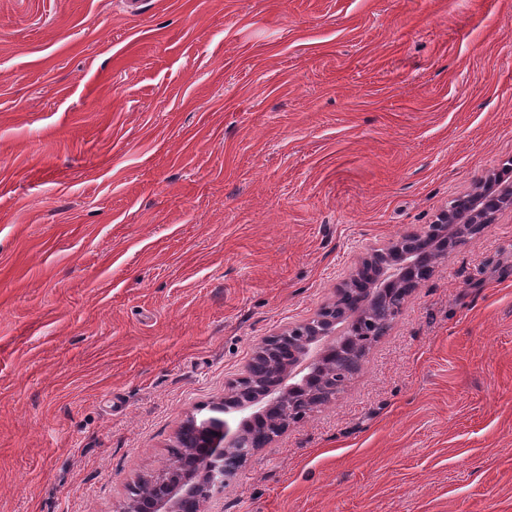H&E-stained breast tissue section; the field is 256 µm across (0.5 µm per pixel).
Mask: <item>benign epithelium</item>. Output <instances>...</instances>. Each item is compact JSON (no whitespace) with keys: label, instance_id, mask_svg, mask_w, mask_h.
I'll use <instances>...</instances> for the list:
<instances>
[{"label":"benign epithelium","instance_id":"7a95c632","mask_svg":"<svg viewBox=\"0 0 512 512\" xmlns=\"http://www.w3.org/2000/svg\"><path fill=\"white\" fill-rule=\"evenodd\" d=\"M487 181L448 203L430 234L433 244L453 250L478 238L486 225L494 223L498 212L512 209V186L490 195ZM425 258L405 243V237L376 246L363 259L380 269L376 287L360 297L354 278L336 285L335 300L308 320L293 323L285 331L263 340L245 373L232 384L231 396L212 411L243 415L236 428L224 425L218 435L208 427L189 419L194 432L186 439L183 458L167 465L158 474L145 479L146 490L133 489L123 512H204L203 506L224 492L226 475L234 472L256 452L254 444L264 441L261 434L252 436L248 426L267 416L281 415V430L292 423L289 400L309 389L315 371L333 359L336 349L352 335L356 320L366 316L378 291L390 284H402L406 294L418 286L414 267Z\"/></svg>","mask_w":512,"mask_h":512}]
</instances>
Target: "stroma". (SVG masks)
I'll return each mask as SVG.
<instances>
[{
	"instance_id": "obj_1",
	"label": "stroma",
	"mask_w": 512,
	"mask_h": 512,
	"mask_svg": "<svg viewBox=\"0 0 512 512\" xmlns=\"http://www.w3.org/2000/svg\"><path fill=\"white\" fill-rule=\"evenodd\" d=\"M510 160L512 0H0V512H122ZM207 510L512 512V211Z\"/></svg>"
}]
</instances>
